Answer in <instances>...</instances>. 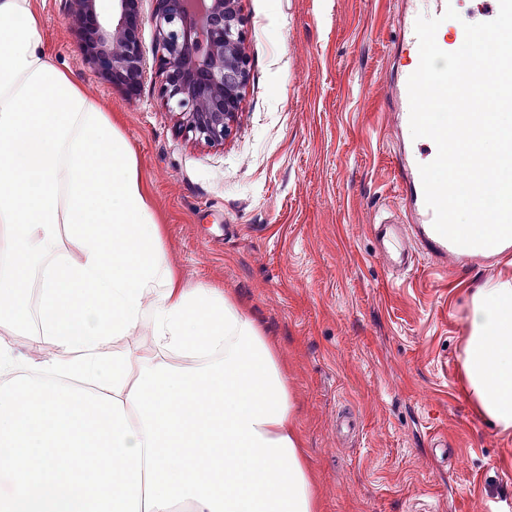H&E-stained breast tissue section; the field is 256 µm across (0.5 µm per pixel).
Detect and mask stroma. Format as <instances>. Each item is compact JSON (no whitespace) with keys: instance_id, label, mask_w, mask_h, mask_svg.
<instances>
[{"instance_id":"stroma-1","label":"stroma","mask_w":512,"mask_h":512,"mask_svg":"<svg viewBox=\"0 0 512 512\" xmlns=\"http://www.w3.org/2000/svg\"><path fill=\"white\" fill-rule=\"evenodd\" d=\"M50 55L117 115L169 261L239 298L288 365L321 512H484L512 504V428L463 367L473 294L512 260L390 273L368 225L397 211L384 91L399 0H240L250 78L224 144L181 129L150 74L97 78L62 0H34Z\"/></svg>"}]
</instances>
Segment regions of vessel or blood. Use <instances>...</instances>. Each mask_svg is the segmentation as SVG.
<instances>
[{"mask_svg":"<svg viewBox=\"0 0 512 512\" xmlns=\"http://www.w3.org/2000/svg\"><path fill=\"white\" fill-rule=\"evenodd\" d=\"M425 4L424 14L430 17L442 16L447 7L458 6L459 0H406L397 19L398 37L390 48L391 57L406 58L418 55L419 46L415 34V23L419 16L417 4ZM412 67H404L390 85V98L395 110L401 114L396 137L403 144V151L397 161L402 175L397 184L398 194L404 203V213L391 215L373 224L371 231L377 243V252L383 264L394 270L412 266L413 248H421L430 258L436 270L447 269L448 265L475 267L491 266L512 257V240L493 247H460L433 228L434 214L427 207L419 167L421 142L411 136L410 102L407 82Z\"/></svg>","mask_w":512,"mask_h":512,"instance_id":"1","label":"vessel or blood"}]
</instances>
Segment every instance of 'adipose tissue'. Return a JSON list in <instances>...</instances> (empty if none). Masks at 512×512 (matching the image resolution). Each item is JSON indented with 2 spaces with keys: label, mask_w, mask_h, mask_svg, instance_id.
Wrapping results in <instances>:
<instances>
[{
  "label": "adipose tissue",
  "mask_w": 512,
  "mask_h": 512,
  "mask_svg": "<svg viewBox=\"0 0 512 512\" xmlns=\"http://www.w3.org/2000/svg\"><path fill=\"white\" fill-rule=\"evenodd\" d=\"M0 512H319L275 344L184 287L116 118L55 64L33 0H0ZM463 357L512 427V289H478ZM150 344H118L140 329Z\"/></svg>",
  "instance_id": "obj_1"
}]
</instances>
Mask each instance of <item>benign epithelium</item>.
<instances>
[{
  "mask_svg": "<svg viewBox=\"0 0 512 512\" xmlns=\"http://www.w3.org/2000/svg\"><path fill=\"white\" fill-rule=\"evenodd\" d=\"M101 0H63L64 18L76 26L95 18L88 63L108 62L114 81L140 84L149 72L148 57L158 60L160 92L167 109L199 142L220 145L230 136L250 69L238 0H157L151 17L156 40L146 49L130 29L139 0H112L100 16Z\"/></svg>",
  "mask_w": 512,
  "mask_h": 512,
  "instance_id": "obj_1",
  "label": "benign epithelium"
}]
</instances>
